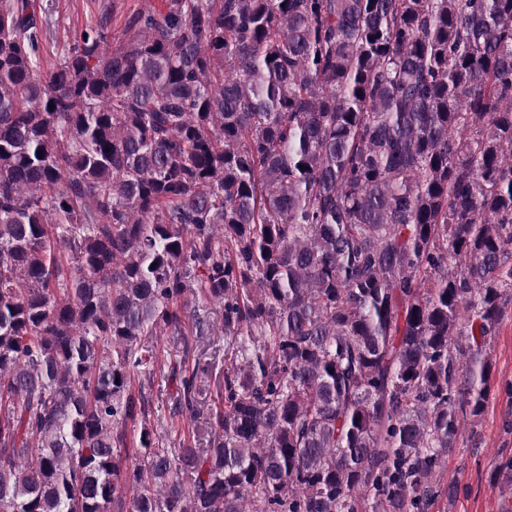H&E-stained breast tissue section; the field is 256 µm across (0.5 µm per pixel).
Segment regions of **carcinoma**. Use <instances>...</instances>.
Masks as SVG:
<instances>
[{
	"label": "carcinoma",
	"mask_w": 512,
	"mask_h": 512,
	"mask_svg": "<svg viewBox=\"0 0 512 512\" xmlns=\"http://www.w3.org/2000/svg\"><path fill=\"white\" fill-rule=\"evenodd\" d=\"M40 8L0 0V512L456 496L512 300V0H156L49 70ZM189 283L232 369L172 449L142 339Z\"/></svg>",
	"instance_id": "1"
}]
</instances>
